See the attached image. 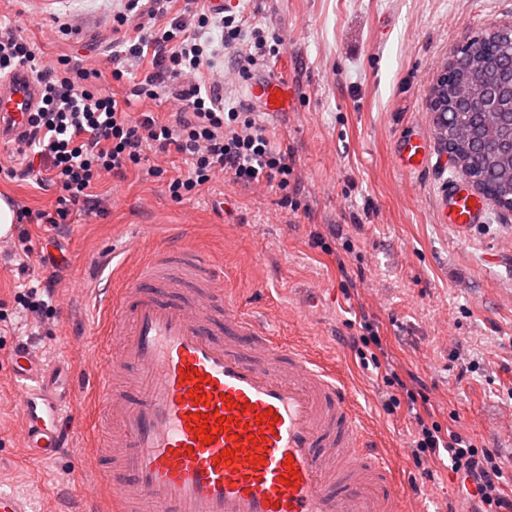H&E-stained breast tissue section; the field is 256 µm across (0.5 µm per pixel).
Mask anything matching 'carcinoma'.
Listing matches in <instances>:
<instances>
[{"label":"carcinoma","mask_w":512,"mask_h":512,"mask_svg":"<svg viewBox=\"0 0 512 512\" xmlns=\"http://www.w3.org/2000/svg\"><path fill=\"white\" fill-rule=\"evenodd\" d=\"M472 45L483 48V58L470 70L473 95L481 93L491 73L512 72V39L507 36L485 35L472 40ZM456 121L473 129L493 127L498 122L495 113L483 109H472L457 114ZM463 162L465 176L475 180L486 193L498 200L512 199V160L499 158L492 144L474 140L458 149Z\"/></svg>","instance_id":"carcinoma-1"}]
</instances>
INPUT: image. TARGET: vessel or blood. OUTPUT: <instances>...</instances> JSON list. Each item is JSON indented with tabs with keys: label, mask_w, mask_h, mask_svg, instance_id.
I'll return each mask as SVG.
<instances>
[{
	"label": "vessel or blood",
	"mask_w": 512,
	"mask_h": 512,
	"mask_svg": "<svg viewBox=\"0 0 512 512\" xmlns=\"http://www.w3.org/2000/svg\"><path fill=\"white\" fill-rule=\"evenodd\" d=\"M248 92L269 111L288 102L274 79L253 80ZM38 94L27 71L0 78V143L24 131ZM427 161L423 136L397 140L399 169ZM443 206L460 233L486 218L483 201L459 181L449 182ZM228 288L183 240L159 248L114 293L105 325L112 359L92 377L101 445L132 480L113 488L109 512H428L422 503L407 508L390 459L369 448L347 383L307 350L283 346L229 300ZM11 378L27 455L58 459L77 412L69 360L49 364L18 347ZM198 413L212 443L197 432ZM289 469L297 476L287 485Z\"/></svg>",
	"instance_id": "1"
}]
</instances>
